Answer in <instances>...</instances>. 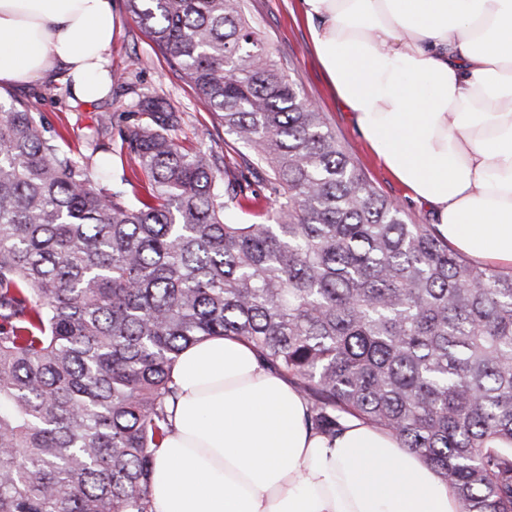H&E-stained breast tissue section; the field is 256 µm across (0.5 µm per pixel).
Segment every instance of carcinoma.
<instances>
[{"label":"carcinoma","instance_id":"carcinoma-1","mask_svg":"<svg viewBox=\"0 0 512 512\" xmlns=\"http://www.w3.org/2000/svg\"><path fill=\"white\" fill-rule=\"evenodd\" d=\"M224 133L183 147L145 96L120 130L144 197L0 113V512H151L171 370L213 336L251 344L323 435L392 434L463 512H512V275L408 224L345 152L244 14V0H126ZM261 222H230L258 199ZM135 202H130L128 194Z\"/></svg>","mask_w":512,"mask_h":512}]
</instances>
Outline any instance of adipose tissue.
Returning a JSON list of instances; mask_svg holds the SVG:
<instances>
[{
  "label": "adipose tissue",
  "mask_w": 512,
  "mask_h": 512,
  "mask_svg": "<svg viewBox=\"0 0 512 512\" xmlns=\"http://www.w3.org/2000/svg\"><path fill=\"white\" fill-rule=\"evenodd\" d=\"M353 124L451 247L512 270V0H301ZM112 0H0V83L64 69L77 103L104 98ZM172 430L154 512H462L436 470L351 418L313 431L296 386L251 345L216 336L174 363Z\"/></svg>",
  "instance_id": "obj_1"
}]
</instances>
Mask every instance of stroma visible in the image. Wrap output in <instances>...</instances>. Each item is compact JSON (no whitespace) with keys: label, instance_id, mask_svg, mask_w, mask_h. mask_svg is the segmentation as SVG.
Masks as SVG:
<instances>
[{"label":"stroma","instance_id":"obj_1","mask_svg":"<svg viewBox=\"0 0 512 512\" xmlns=\"http://www.w3.org/2000/svg\"><path fill=\"white\" fill-rule=\"evenodd\" d=\"M118 24L112 38V72L123 75L122 84L113 85L103 100L71 106L65 79L37 80L25 86H0V102L27 104L37 120L59 133L64 150L77 156L94 155L110 161L112 183L132 177L137 160L122 149L119 132L141 122L136 103L143 95L167 97L183 121L177 137L185 145H198L202 130H209V142L224 154V127L213 118L207 105L192 89L180 68L162 54L131 18L125 0H112ZM249 21L261 32L290 80L306 97L325 112L346 152L374 187L384 196L402 202L405 220L410 224H429L433 218L424 205L407 195L404 188L379 163L343 109L325 73L301 14L299 0H245ZM110 115L112 131L102 137L103 151L93 152L91 140L101 115Z\"/></svg>","mask_w":512,"mask_h":512}]
</instances>
